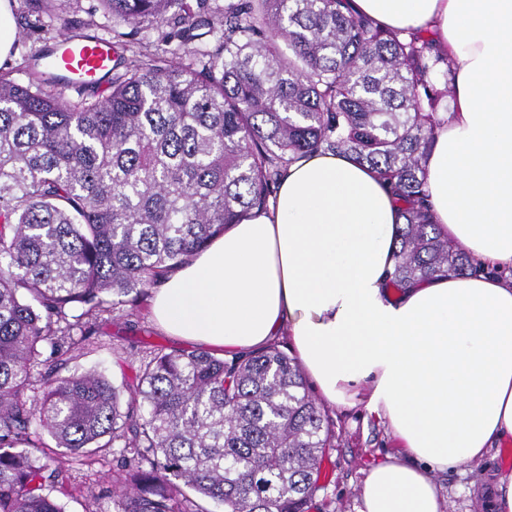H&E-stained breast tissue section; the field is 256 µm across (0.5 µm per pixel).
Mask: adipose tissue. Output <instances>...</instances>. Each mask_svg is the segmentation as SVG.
I'll use <instances>...</instances> for the list:
<instances>
[{"label": "adipose tissue", "mask_w": 512, "mask_h": 512, "mask_svg": "<svg viewBox=\"0 0 512 512\" xmlns=\"http://www.w3.org/2000/svg\"><path fill=\"white\" fill-rule=\"evenodd\" d=\"M428 31L455 75L427 156L443 237L483 267L388 288L403 218L345 155L289 166L268 208L153 291L166 333L225 357L283 341L331 406L363 405L399 442L367 465L357 512H445L435 472L475 469L512 438V0H352Z\"/></svg>", "instance_id": "ef3b65f1"}]
</instances>
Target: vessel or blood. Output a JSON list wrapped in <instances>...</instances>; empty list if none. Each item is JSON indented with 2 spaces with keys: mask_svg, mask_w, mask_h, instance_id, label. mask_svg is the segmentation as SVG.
I'll use <instances>...</instances> for the list:
<instances>
[{
  "mask_svg": "<svg viewBox=\"0 0 512 512\" xmlns=\"http://www.w3.org/2000/svg\"><path fill=\"white\" fill-rule=\"evenodd\" d=\"M115 57L111 47L101 41L72 39L56 55L57 71L69 88H89L111 74Z\"/></svg>",
  "mask_w": 512,
  "mask_h": 512,
  "instance_id": "vessel-or-blood-1",
  "label": "vessel or blood"
}]
</instances>
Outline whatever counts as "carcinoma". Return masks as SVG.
<instances>
[{
	"mask_svg": "<svg viewBox=\"0 0 512 512\" xmlns=\"http://www.w3.org/2000/svg\"><path fill=\"white\" fill-rule=\"evenodd\" d=\"M100 2L122 50L107 94L65 96L38 54L24 83L0 71V512H65L34 424L73 455L120 445L112 512H305L334 431L278 346L157 351L133 385L62 370L103 313L144 302L319 151L404 203L391 287L479 272L426 204L450 65L349 0Z\"/></svg>",
	"mask_w": 512,
	"mask_h": 512,
	"instance_id": "1",
	"label": "carcinoma"
}]
</instances>
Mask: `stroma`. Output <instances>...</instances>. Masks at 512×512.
<instances>
[{
  "mask_svg": "<svg viewBox=\"0 0 512 512\" xmlns=\"http://www.w3.org/2000/svg\"><path fill=\"white\" fill-rule=\"evenodd\" d=\"M14 18L20 39L5 68H19L24 56L42 49L50 41L52 31L36 27V0H12ZM192 345L166 335L154 323L148 305L103 314L95 333L77 350L71 363L79 370L103 372L114 384L135 378L139 366L150 351L161 349L191 350ZM335 431V438L323 458L320 490L307 506L308 512H355L361 470L370 454L386 453L394 448L388 428L368 417L364 407H330L326 410ZM502 452L489 456L478 470L463 474L457 471L439 472L436 482L444 489L448 504L446 512H501L494 482L500 476L512 475L503 453L512 451V440L504 441ZM45 451L55 457L63 486L68 494L63 501L67 512H85L92 501L110 507L112 487L122 469L113 455L96 459L60 454L53 441H46Z\"/></svg>",
  "mask_w": 512,
  "mask_h": 512,
  "instance_id": "obj_1",
  "label": "stroma"
}]
</instances>
